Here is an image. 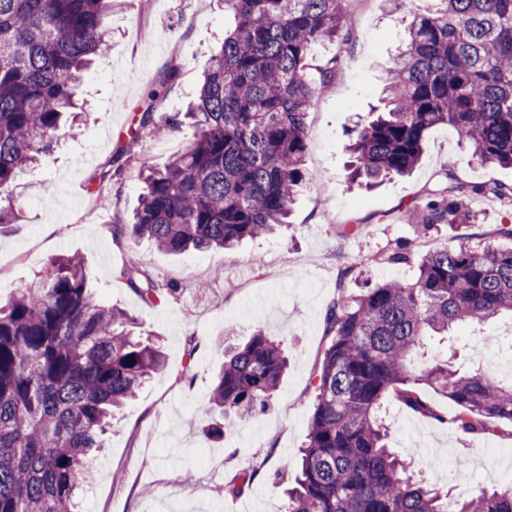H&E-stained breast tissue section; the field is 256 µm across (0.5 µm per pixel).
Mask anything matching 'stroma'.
<instances>
[{"label":"stroma","instance_id":"1","mask_svg":"<svg viewBox=\"0 0 512 512\" xmlns=\"http://www.w3.org/2000/svg\"><path fill=\"white\" fill-rule=\"evenodd\" d=\"M355 26L339 39L317 45L309 76L334 54L343 64L331 86L308 112L305 169L309 182L276 234L248 239L229 253L169 254L134 237L129 222L142 183L140 169L160 168L196 135L186 112L197 80L232 19L223 0H112L105 23L108 50L85 76L83 115L53 150L25 171L12 192L0 193V209L12 221L0 224V303L16 290L40 286L50 262L76 255L87 262L89 285L101 302L134 317L137 331L157 341L165 365L112 422L104 451L82 495L83 512H285L284 489L292 475L282 467L306 441L314 387L328 342L325 317L338 294V274L352 266L359 277L350 290L396 278L413 279L429 248L471 243L512 247L494 235L512 223V206L486 198L469 204L465 225L441 224L421 232L410 209L447 169L469 183L512 185V168L472 163L470 150L450 127L433 128L420 164L407 177L374 187L350 185L346 169L350 132L372 118L383 98L392 58L405 38L398 0H350ZM180 64L174 80L165 75ZM158 98H150L153 88ZM168 125L166 136H144L133 154L119 149L145 110ZM114 160L112 188L99 197L90 177ZM341 224H358L357 237L338 236ZM405 246L408 260L387 256ZM137 262L160 287L175 295L146 304L120 274ZM237 342L264 331L288 357L270 408L240 422L223 438L208 426L218 415L209 404L215 372L224 361V327ZM455 349L432 343V353L452 356L456 367L481 356L512 360V316L483 325H458ZM423 394L444 415L438 422L409 410L395 396L386 409L395 422L391 448L403 459L433 457L445 471L443 489L468 494L474 486L512 483V424L476 440L452 424L457 407L432 389ZM480 461L478 470L457 468L456 458ZM251 480L237 497L225 495L234 476Z\"/></svg>","mask_w":512,"mask_h":512}]
</instances>
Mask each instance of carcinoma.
<instances>
[{
	"instance_id": "carcinoma-1",
	"label": "carcinoma",
	"mask_w": 512,
	"mask_h": 512,
	"mask_svg": "<svg viewBox=\"0 0 512 512\" xmlns=\"http://www.w3.org/2000/svg\"><path fill=\"white\" fill-rule=\"evenodd\" d=\"M346 2L224 0L234 26L189 112L197 137L165 167L140 171L132 234L168 253L224 252L287 223L307 178L306 117L342 58L325 61L317 84L306 62L316 44L353 27ZM435 2L408 27L385 87L388 108L352 131L354 176L370 184L410 173L439 125L457 131L473 162L512 167V0ZM111 11L112 0H0V193L63 134L64 114L109 43ZM145 131L165 132L150 109L125 151ZM113 163L91 179L103 195ZM474 197L511 203L512 186L446 172L414 207L417 223L466 224ZM121 274L147 303L172 292L135 263ZM502 313L512 314V249L465 238L428 250L411 283L341 292L325 317L306 444L283 464L296 469L286 512H448V494L421 479L426 463L415 469L389 447L383 403L396 391L438 419L417 389L424 383L458 407L454 422L468 434L512 422V381L443 358L417 373L409 365L431 337ZM131 324L96 299L80 257L51 264L42 286L0 306V512H76L90 452L164 365ZM286 366L280 344L258 331L224 351L210 403L245 421L269 407ZM454 512H512V484L477 487L454 500Z\"/></svg>"
}]
</instances>
